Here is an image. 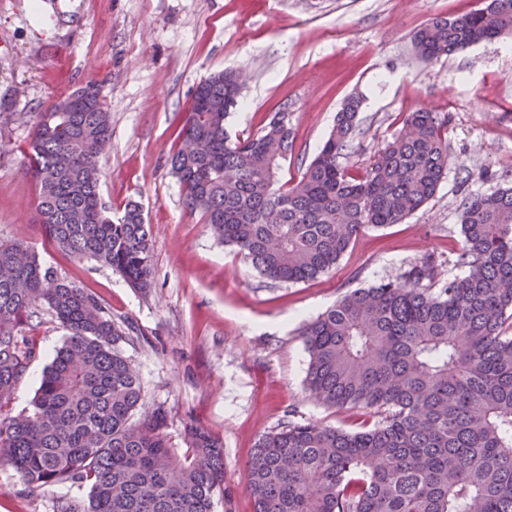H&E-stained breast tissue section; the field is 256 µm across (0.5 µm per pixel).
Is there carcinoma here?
Masks as SVG:
<instances>
[{
	"label": "carcinoma",
	"instance_id": "cac0c4a2",
	"mask_svg": "<svg viewBox=\"0 0 512 512\" xmlns=\"http://www.w3.org/2000/svg\"><path fill=\"white\" fill-rule=\"evenodd\" d=\"M512 34V0L414 35L426 59ZM236 72L200 82L175 137L171 169L185 205L259 277L305 283L336 268L357 236L402 223L435 195L448 166L445 122L417 110L358 175L341 166L361 107L347 98L318 155L281 182L292 153L275 113L246 138L227 120ZM112 123L97 83L40 113L23 167L38 189L39 224L69 257L111 268L147 291L152 225L130 203L107 215L99 185ZM468 274L444 279L435 255L400 277L355 288L304 328L306 392L349 413L357 430L288 422L248 461L253 512H512V187L463 204ZM45 307L68 331L32 410L8 402L38 355L26 335ZM131 340L92 292L43 267L24 242H0V463L30 486L88 487V505L56 512H212L224 448L203 428L174 435L143 401L120 343Z\"/></svg>",
	"mask_w": 512,
	"mask_h": 512
}]
</instances>
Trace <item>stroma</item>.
Listing matches in <instances>:
<instances>
[{
  "label": "stroma",
  "instance_id": "35a3bbf8",
  "mask_svg": "<svg viewBox=\"0 0 512 512\" xmlns=\"http://www.w3.org/2000/svg\"><path fill=\"white\" fill-rule=\"evenodd\" d=\"M483 0H0V242L23 241L59 276L96 293L119 325L135 329L122 351L151 407L173 430L193 423L224 441V490L215 512H253L247 461L260 435L288 420L348 430V413L306 397L309 356L301 330L351 289L400 276L425 254L449 278L466 268L462 204L512 184V36L428 61L414 33ZM243 71L231 133L288 115L295 150L282 169L297 180L319 152L344 100L362 97L343 166L363 171L374 152L424 109L448 121V169L404 223L365 230L336 269L306 283L260 278L220 244L201 213L186 210L168 157L201 80ZM96 82L112 115L101 194L113 213L140 203L153 226L149 294L45 238L22 151L40 112ZM38 356L16 387L12 414L30 410L44 367L66 331L46 310L30 321ZM87 489L29 487L0 466V512H56Z\"/></svg>",
  "mask_w": 512,
  "mask_h": 512
}]
</instances>
